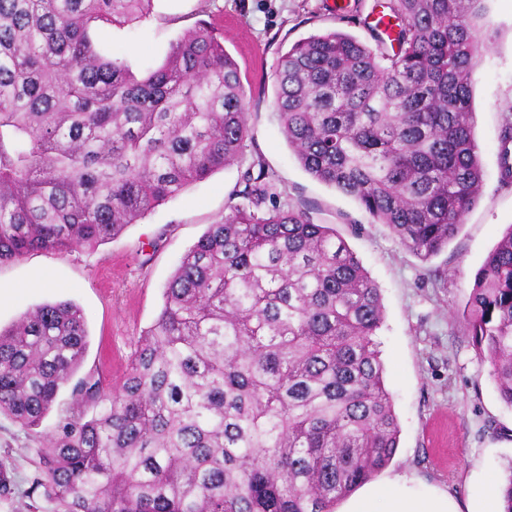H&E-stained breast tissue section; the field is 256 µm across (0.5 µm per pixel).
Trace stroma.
Here are the masks:
<instances>
[{"label":"stroma","instance_id":"35a3bbf8","mask_svg":"<svg viewBox=\"0 0 512 512\" xmlns=\"http://www.w3.org/2000/svg\"><path fill=\"white\" fill-rule=\"evenodd\" d=\"M379 2L355 0L341 19L332 0H154L142 22L100 26L94 34L99 48L141 75L162 63L178 36L210 23L235 59L245 91L243 160L191 184L95 251H34L0 265V327L36 305L71 300L88 330L82 373L121 382L180 258L242 190L246 166L262 161L274 180L276 203L334 227L381 290L384 321L376 339L401 433L393 460L375 482L401 479L415 493L447 496L459 512H492L495 483L512 465V408L500 401L490 365L472 345L461 313L476 272L512 228V186L500 184L497 157L501 120L512 112V0H487L486 39L473 74L483 192L447 248L426 262L403 249L386 225L369 223L353 198L301 167L273 107L282 53L330 31L369 41L364 20ZM41 446L39 434L0 414V463L16 483L10 498H0V512H33L27 490Z\"/></svg>","mask_w":512,"mask_h":512}]
</instances>
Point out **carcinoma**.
<instances>
[{"label":"carcinoma","mask_w":512,"mask_h":512,"mask_svg":"<svg viewBox=\"0 0 512 512\" xmlns=\"http://www.w3.org/2000/svg\"><path fill=\"white\" fill-rule=\"evenodd\" d=\"M153 0H0V265L86 250L241 161L235 61L205 24L139 78L91 32ZM486 0H388L373 43L329 32L276 66L301 167L427 261L483 186L471 105ZM512 184V121L498 135ZM187 250L124 379L89 373L43 436L28 497L50 512H335L392 460L400 424L374 340L381 291L336 231L277 205L263 164ZM512 407V229L462 312ZM71 300L0 327V413L34 431L84 362Z\"/></svg>","instance_id":"obj_1"}]
</instances>
